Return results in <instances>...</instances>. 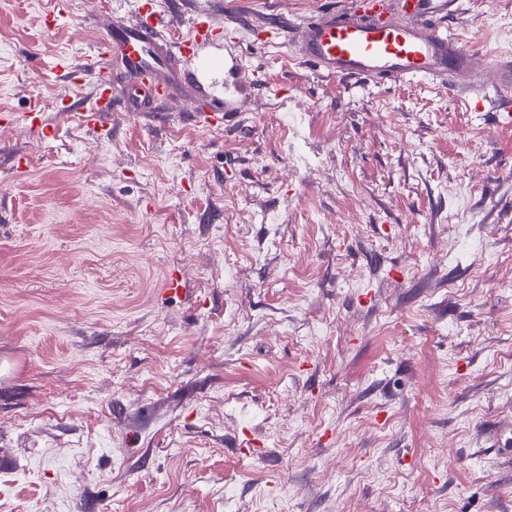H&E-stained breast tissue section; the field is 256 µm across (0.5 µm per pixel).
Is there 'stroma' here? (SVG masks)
Listing matches in <instances>:
<instances>
[{
  "label": "stroma",
  "instance_id": "35a3bbf8",
  "mask_svg": "<svg viewBox=\"0 0 512 512\" xmlns=\"http://www.w3.org/2000/svg\"><path fill=\"white\" fill-rule=\"evenodd\" d=\"M182 3L235 29L207 87L235 123L119 108L102 138L59 99L91 100L80 62L134 0L51 27L0 0V505L512 512V122L297 60L347 0ZM439 19L512 53V0Z\"/></svg>",
  "mask_w": 512,
  "mask_h": 512
}]
</instances>
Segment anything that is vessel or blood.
Instances as JSON below:
<instances>
[{
    "label": "vessel or blood",
    "mask_w": 512,
    "mask_h": 512,
    "mask_svg": "<svg viewBox=\"0 0 512 512\" xmlns=\"http://www.w3.org/2000/svg\"><path fill=\"white\" fill-rule=\"evenodd\" d=\"M427 0H354L344 11L325 8L307 17L295 35V53L325 76L376 83L424 78L470 95L482 105V92L493 85L505 112H512V57L489 62L467 50L437 20L424 16ZM138 20L117 25L92 44L84 66L94 73L95 94L84 120L102 137L111 130L102 117L112 111L117 62L126 78L130 112H154L178 106L198 128L223 127L234 118L227 100L205 91L207 68L201 51L224 42V30L211 13L193 19L187 33L168 38L174 14L158 12L152 0H140Z\"/></svg>",
    "instance_id": "vessel-or-blood-1"
}]
</instances>
